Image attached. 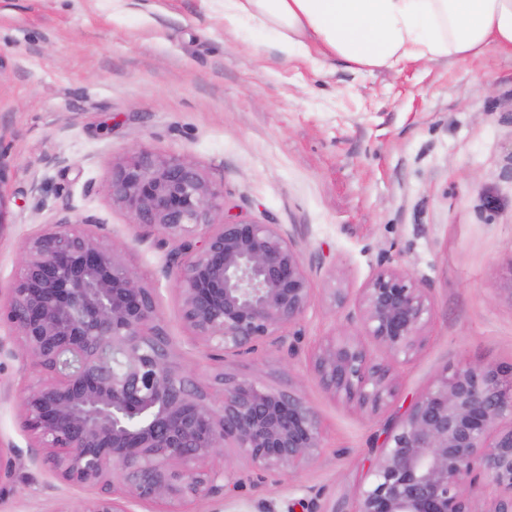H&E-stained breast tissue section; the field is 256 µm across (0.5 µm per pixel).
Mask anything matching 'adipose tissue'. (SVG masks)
<instances>
[{
  "label": "adipose tissue",
  "mask_w": 512,
  "mask_h": 512,
  "mask_svg": "<svg viewBox=\"0 0 512 512\" xmlns=\"http://www.w3.org/2000/svg\"><path fill=\"white\" fill-rule=\"evenodd\" d=\"M249 20L284 58L393 69L512 52V0H224V24Z\"/></svg>",
  "instance_id": "obj_1"
}]
</instances>
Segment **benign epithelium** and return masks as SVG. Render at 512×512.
Returning <instances> with one entry per match:
<instances>
[{"label": "benign epithelium", "mask_w": 512, "mask_h": 512, "mask_svg": "<svg viewBox=\"0 0 512 512\" xmlns=\"http://www.w3.org/2000/svg\"><path fill=\"white\" fill-rule=\"evenodd\" d=\"M0 163V230L9 223ZM112 202L177 243L169 268L194 336L224 353L293 350L286 331L313 298L295 238L281 224L225 213L224 188L181 157L135 150L112 165ZM0 304L41 377L20 394V423L64 483L97 489L79 512H128L131 500L193 512L238 491L232 444L278 480L311 463L315 409L294 389L222 375L221 398L174 358L153 289L90 229L64 216L25 239ZM432 317L428 289L401 270L363 288L357 323L393 358L409 355ZM336 398L376 409L392 397L390 365L345 331L312 361ZM14 449L0 447V481ZM373 480L351 500L309 512H512V366L464 363L441 374L388 437Z\"/></svg>", "instance_id": "7a95c632"}]
</instances>
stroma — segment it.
<instances>
[{"label": "stroma", "mask_w": 512, "mask_h": 512, "mask_svg": "<svg viewBox=\"0 0 512 512\" xmlns=\"http://www.w3.org/2000/svg\"><path fill=\"white\" fill-rule=\"evenodd\" d=\"M277 37L224 27V0H0V287L25 237L58 216L92 224L153 288L177 362L295 388L318 412L322 446L288 480L227 459L250 512L353 498L391 425L444 371L512 365V54L357 74L333 59L284 60ZM188 156L224 188L225 208L297 240L313 299L297 351L221 355L194 338L167 273L169 246L107 193L131 150ZM408 272L433 307L422 345L392 361L396 391L377 411L325 392L311 356L357 313L378 271ZM31 360L0 356V442L16 450L0 512H78L96 495L45 469L19 426Z\"/></svg>", "instance_id": "stroma-1"}]
</instances>
